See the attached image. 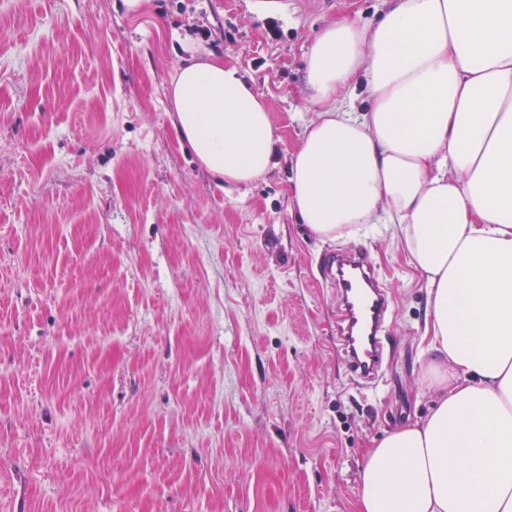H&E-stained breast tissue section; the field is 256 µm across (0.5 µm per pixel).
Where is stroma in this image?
I'll return each instance as SVG.
<instances>
[{
  "mask_svg": "<svg viewBox=\"0 0 512 512\" xmlns=\"http://www.w3.org/2000/svg\"><path fill=\"white\" fill-rule=\"evenodd\" d=\"M383 7L0 0V512H355L366 448L437 396L426 288L397 225L319 239L289 187L315 35ZM201 56L278 129L248 186L174 128L167 88ZM358 244L393 302L373 390L319 263Z\"/></svg>",
  "mask_w": 512,
  "mask_h": 512,
  "instance_id": "stroma-1",
  "label": "stroma"
}]
</instances>
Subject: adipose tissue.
Wrapping results in <instances>:
<instances>
[{
    "mask_svg": "<svg viewBox=\"0 0 512 512\" xmlns=\"http://www.w3.org/2000/svg\"><path fill=\"white\" fill-rule=\"evenodd\" d=\"M384 2L316 35L290 179L320 238L398 225L427 289L438 399L367 449L355 512H512V0ZM168 96L203 168L270 172L279 135L238 69L191 61Z\"/></svg>",
    "mask_w": 512,
    "mask_h": 512,
    "instance_id": "obj_1",
    "label": "adipose tissue"
}]
</instances>
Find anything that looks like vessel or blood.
Listing matches in <instances>:
<instances>
[{
	"instance_id": "vessel-or-blood-1",
	"label": "vessel or blood",
	"mask_w": 512,
	"mask_h": 512,
	"mask_svg": "<svg viewBox=\"0 0 512 512\" xmlns=\"http://www.w3.org/2000/svg\"><path fill=\"white\" fill-rule=\"evenodd\" d=\"M321 264L327 283L336 290L337 341L349 374L366 383L382 380L387 345L384 326L392 301L366 248L327 252Z\"/></svg>"
}]
</instances>
